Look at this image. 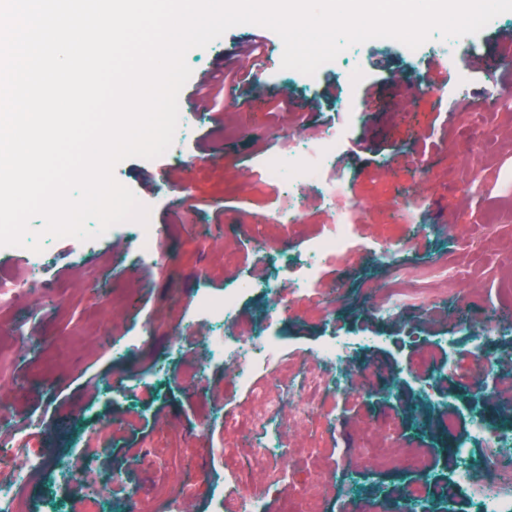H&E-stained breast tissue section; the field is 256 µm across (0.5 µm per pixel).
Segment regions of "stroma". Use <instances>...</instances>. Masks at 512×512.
<instances>
[{"label":"stroma","instance_id":"obj_1","mask_svg":"<svg viewBox=\"0 0 512 512\" xmlns=\"http://www.w3.org/2000/svg\"><path fill=\"white\" fill-rule=\"evenodd\" d=\"M253 30L239 25L188 51L193 74L179 94L187 131L176 152L128 158L114 168L116 180L150 209L153 257L115 262L128 248L121 225L84 242L43 235L45 259L35 278L25 253L0 247V280L29 282L12 307L0 309V402L7 405L0 432L17 433L27 452L46 463L20 492L22 512H42L46 504L82 512L83 485L64 480L52 465L60 458L81 463L84 435L128 414L132 424L92 462L111 482L106 512H164L165 496L187 481L197 487L196 512H232L215 489L256 440L225 431L221 414L249 409L250 392L228 384L220 362L208 365L205 381L195 386L181 382L180 358L165 381L156 369L172 348L188 356L201 352L200 293L218 299L234 281L263 279L273 271L272 257L300 253L337 223L335 210L313 193L296 228L272 221L287 201L265 177L264 158L296 131L310 138L343 133L336 179L353 204L346 216L353 241L323 267L316 284L319 294L337 298L335 320L296 303L277 327L284 351L257 382L286 379L290 367L334 333L377 336L382 343L350 355L354 364L375 367L370 393L353 404L339 399L335 417L315 422L325 436L319 464L298 452L307 438L290 436V482L322 475L325 512H380L383 497H399L407 469H367L359 477L362 493L346 498L336 487V463L358 448L360 422L395 415L404 422L400 445L416 441L427 450L430 497L446 499L445 512H475L482 492L454 483L455 433L443 411L422 401L421 388L428 383L448 394L458 431L468 428L475 408L490 424L512 430V402L499 398L512 379L500 377L495 362L512 350V328L486 340L481 393L453 371L444 379H402L396 404L383 399L382 387L415 364L416 342L457 334L461 308L478 313L512 306V102L502 101L500 82L512 73V56L495 53L497 38L512 33V11L462 41L433 34L411 54L394 40L376 38L343 50L312 76L272 65L263 95L236 100L223 93L213 111L198 108L196 81L220 69L233 83L239 45ZM463 44L471 60L451 68L447 86L422 81L433 54L453 57ZM283 96L289 107L273 109ZM351 98L352 110L344 106ZM162 166L164 187L152 179ZM422 177L424 198L402 216L401 204ZM442 266L463 271L464 296H440L430 306L418 301L397 318L373 313L369 284H391L402 269L404 287L431 288L434 279L416 273ZM118 297L124 306L116 311ZM120 336L140 339L123 357L112 350Z\"/></svg>","mask_w":512,"mask_h":512}]
</instances>
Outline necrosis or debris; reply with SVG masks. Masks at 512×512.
Listing matches in <instances>:
<instances>
[{
  "label": "necrosis or debris",
  "instance_id": "obj_1",
  "mask_svg": "<svg viewBox=\"0 0 512 512\" xmlns=\"http://www.w3.org/2000/svg\"><path fill=\"white\" fill-rule=\"evenodd\" d=\"M338 139L327 134L308 139L290 135L287 152L267 157L266 174L278 182L288 197L287 206L279 211L274 221L278 224H296L304 204L305 191L322 196L337 213L350 210L351 204L335 186L332 173L336 167ZM351 227L346 222L330 225L328 231L311 240L303 253L281 260L269 279L253 283L246 280L225 289L224 296L215 300L200 297L198 305L211 322L221 324L223 335L205 337L211 358L224 362V370L233 383L252 388L255 403L246 416L225 411V428L248 426L264 436L261 447L250 449L243 466L250 477L234 484L228 492L236 512H267L269 497H276L279 512H322L320 499L313 485L303 486L297 493L286 488V474L269 469L270 461L284 455L281 438L270 430L273 417H281L289 428H306L312 416L332 418L336 413L337 392L347 389L357 394L370 390L371 370L351 369L347 353L353 346H371L369 336H331L317 350L315 357L296 365L288 375L284 387H259L254 377L268 366L280 349V339L273 326L285 313L287 305L281 299V284L289 282L301 290L314 288L322 266L337 253L351 246ZM259 292L269 298L268 306L259 324L241 330L239 308L243 298ZM401 429L398 418L385 422L382 434H375L372 426H365L362 448L340 461L336 479L342 487H350L357 475L370 464L392 467L401 459V449L389 446ZM482 440L486 453L479 463L468 460V448L473 440ZM512 448V433L488 425L480 412H473L470 426L459 436L455 479L462 485L482 483L490 493L479 512H512V479L502 475L496 460L502 450ZM43 460L36 455L20 454L13 442L0 440V468L11 470L13 481L0 483V512H19L17 488L28 482L31 473L40 470Z\"/></svg>",
  "mask_w": 512,
  "mask_h": 512
}]
</instances>
